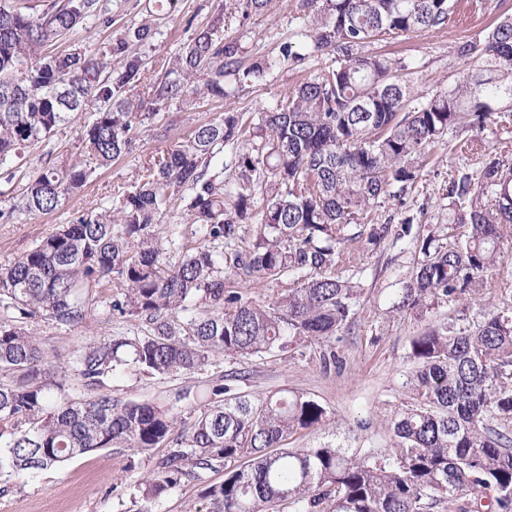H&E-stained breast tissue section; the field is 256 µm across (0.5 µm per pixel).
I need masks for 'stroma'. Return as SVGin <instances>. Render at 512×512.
<instances>
[{"instance_id": "obj_1", "label": "stroma", "mask_w": 512, "mask_h": 512, "mask_svg": "<svg viewBox=\"0 0 512 512\" xmlns=\"http://www.w3.org/2000/svg\"><path fill=\"white\" fill-rule=\"evenodd\" d=\"M470 0H453L456 19L443 30L424 29L389 42L374 45V52L414 63L419 73L412 81L416 95L429 96L440 87L454 83L466 74L469 65L458 59L454 48L471 34L484 29L496 13H511L512 0H492L497 9L484 14L471 13ZM297 0H272L268 10L240 20L235 0H180L176 16L161 17L154 36L139 52L148 68L177 53L191 36L192 27L209 23L215 15L224 17V34L238 39L243 62L259 56L272 57L278 43L303 24L296 11ZM112 16L111 27L93 32L78 28L61 41V49L80 46L97 54L122 31L137 26L153 6V0H101ZM328 59H308L297 66L274 67L266 81L248 86L238 95L206 102L189 110L171 106L142 124L133 135V144L107 168L99 170L83 190L66 197L49 214L24 216L14 224H0V265L26 252L59 224H66L94 207L113 206L118 190L134 180L138 170L158 152L183 138L194 126L222 112L244 113L247 121L257 122L261 112L279 102L289 88L326 68ZM91 112L74 114L42 144L22 150L14 161L21 172L79 159L81 132L91 121ZM471 155L449 153L446 145L433 148L425 161L423 175L408 190L404 201L382 198L374 210L377 222L399 210L414 215V230L448 221V202L442 188L449 174L470 167ZM419 254L410 237H390L385 248L365 255L356 278L360 295L353 302L354 314L335 339L310 344L285 353L248 359H217L214 365L187 375L159 376L126 373L112 380V396L120 401H151L172 407L178 417L190 418L210 401L212 380L224 372L240 376L237 392L255 398L281 389L300 392L318 401L336 428L338 446L367 455L389 446L391 436L385 426L387 416L407 402L413 393L407 384L413 369L411 342L428 327L459 319L469 325L487 311H512V263L498 268L489 288L473 300L442 301L425 317L400 311L403 288L410 281ZM28 331L44 340L53 369L47 381L59 378L60 369L69 367L74 352L92 340L115 336L145 335L146 326L133 315H112L107 297L98 298L86 321L60 326L38 317L28 322ZM334 353L335 359L323 362L321 352ZM368 429H361V422ZM167 447L146 454L115 446L86 454L59 469L31 477L0 472V512H197L202 502L199 492L204 484L224 478L223 468L203 472L201 479L185 480L160 501L146 502L138 491L143 477L155 469L167 454Z\"/></svg>"}]
</instances>
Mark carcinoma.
<instances>
[{
    "mask_svg": "<svg viewBox=\"0 0 512 512\" xmlns=\"http://www.w3.org/2000/svg\"><path fill=\"white\" fill-rule=\"evenodd\" d=\"M271 0H239L242 18ZM305 26L277 46V61L332 58L261 113L196 125L159 152L119 192L113 207L59 224L13 262L0 266V471L39 473L88 452L122 444L141 453L175 443L138 485L156 502L186 478L224 465V480L201 492L204 512H432L470 493L471 512H512V313L485 312L470 326L443 323L415 337L414 402L391 419L392 448L359 457L331 442L290 448L288 439L326 422L317 401L280 390L261 398L231 391L219 377L211 401L174 433L177 416L150 401L112 398V377L180 375L219 356L285 352L327 341L352 315L354 268L386 246L402 211L363 222L379 199L404 196L422 176L429 151L448 133V151L477 166L445 187L448 224L412 238L422 255L402 307L421 314L437 300L476 295L512 253V162L481 136L488 123L512 124V15L458 43L472 68L448 88L418 98L413 67L369 50L376 41L448 25L450 0H299ZM112 26L101 0H0V181L12 161L42 143L74 112L96 106L83 158L38 169L0 223L50 213L82 190L99 168L132 146L138 126L176 103L222 100L263 80L272 63L244 64L224 37V15L194 29L162 67L148 100L136 47L152 35L146 18L98 55L52 46L80 25ZM234 77L228 87L225 78ZM237 160L216 163L225 147ZM178 207L187 228L178 261L166 257L159 224ZM256 225L244 242L243 225ZM291 286L265 304L242 301L258 279ZM117 289L111 308L144 320L148 334L90 341L75 350L71 374L90 391L73 399L41 380L42 341L24 324L44 317L73 326Z\"/></svg>",
    "mask_w": 512,
    "mask_h": 512,
    "instance_id": "obj_1",
    "label": "carcinoma"
}]
</instances>
